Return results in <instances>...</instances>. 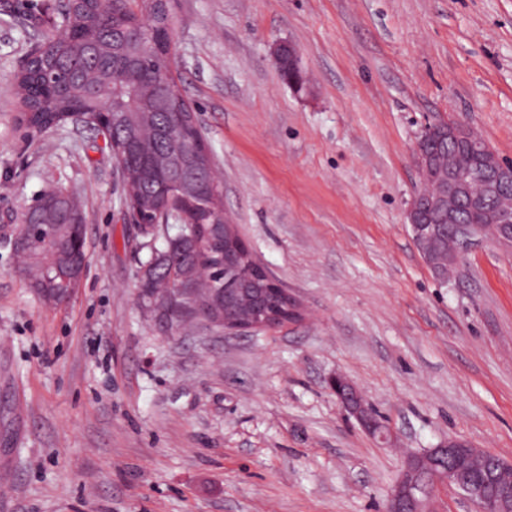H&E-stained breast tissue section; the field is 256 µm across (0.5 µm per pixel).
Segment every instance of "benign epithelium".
Instances as JSON below:
<instances>
[{
  "label": "benign epithelium",
  "instance_id": "1",
  "mask_svg": "<svg viewBox=\"0 0 512 512\" xmlns=\"http://www.w3.org/2000/svg\"><path fill=\"white\" fill-rule=\"evenodd\" d=\"M285 55L288 66L303 72L298 49L290 42L276 44L274 62ZM137 83L181 94L168 71L155 78L140 77ZM462 155L470 160L466 167L459 162ZM414 156L427 190H420L412 197L406 219L417 247L436 278L447 280L457 269L466 249L487 237L498 246L512 248L511 162L503 161L472 129L442 122L427 123L420 129ZM465 206L478 214L481 223L461 221L460 213ZM133 216L141 235L151 237L141 245L151 246L158 237V223L180 219L184 213L175 204L164 211L160 222L146 224L136 211ZM211 228L224 237V266L235 270L243 264H254L255 275L251 280H260L265 287L256 293L244 282L230 293L210 291L206 304L189 294L190 308L227 331L273 329L298 320L297 300L263 265L254 261L250 247L224 212L212 215ZM86 261L87 249L84 248L72 258L59 282L48 287L45 300L57 303L69 297L81 280ZM331 385L343 410L370 435L382 442L394 439L392 431L377 421L372 405L355 386L340 376L333 378ZM484 457V452L454 438L423 452L408 454L403 471L390 490L386 512H430L428 502L433 496L432 488L439 484H449L462 491L477 506L478 512H512V483L499 484L494 474L480 468Z\"/></svg>",
  "mask_w": 512,
  "mask_h": 512
}]
</instances>
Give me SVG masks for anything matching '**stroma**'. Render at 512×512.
<instances>
[{
  "instance_id": "35a3bbf8",
  "label": "stroma",
  "mask_w": 512,
  "mask_h": 512,
  "mask_svg": "<svg viewBox=\"0 0 512 512\" xmlns=\"http://www.w3.org/2000/svg\"><path fill=\"white\" fill-rule=\"evenodd\" d=\"M61 4L0 0V512H385L407 453L455 438L512 462V250L480 243L443 284L406 219L425 122L512 160V0H174L224 210L303 309L238 332L141 305L148 253L95 130L16 125L13 78ZM281 41L310 89L281 79ZM56 184L88 263L51 305L10 240ZM336 375L397 445L340 408ZM288 54V62H284L283 64L277 66L279 60L284 56ZM273 60L276 64L277 68L279 69L282 77L286 81L290 80H297L300 81L301 76L293 71L288 70V66H290L293 70L296 72L303 73L302 68V59L300 52L298 49L290 42H280L276 44L273 50ZM290 85L298 88L301 90L305 83L303 81L300 82H290Z\"/></svg>"
}]
</instances>
